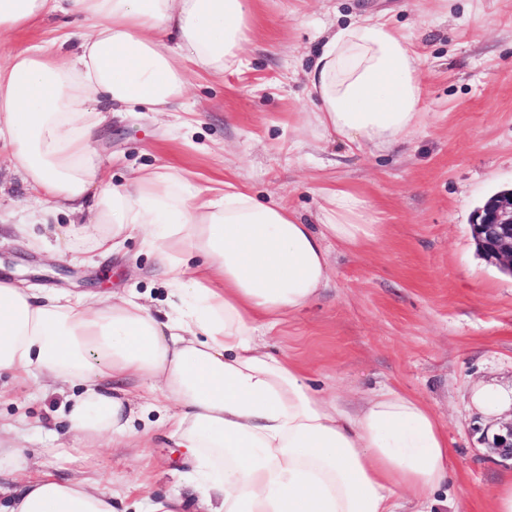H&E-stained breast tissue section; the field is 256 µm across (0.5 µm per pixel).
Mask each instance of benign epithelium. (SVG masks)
Segmentation results:
<instances>
[{"mask_svg":"<svg viewBox=\"0 0 512 512\" xmlns=\"http://www.w3.org/2000/svg\"><path fill=\"white\" fill-rule=\"evenodd\" d=\"M471 229L483 256L512 276V189L491 196L477 209ZM491 448L501 457L512 460V421L501 425Z\"/></svg>","mask_w":512,"mask_h":512,"instance_id":"7a95c632","label":"benign epithelium"}]
</instances>
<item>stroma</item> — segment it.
I'll return each mask as SVG.
<instances>
[{"mask_svg": "<svg viewBox=\"0 0 512 512\" xmlns=\"http://www.w3.org/2000/svg\"><path fill=\"white\" fill-rule=\"evenodd\" d=\"M368 15L413 35L424 119L392 148L353 151L317 128L306 72L335 28ZM83 29L51 17L1 35L0 53ZM239 55L243 66L223 76L191 74L195 108L185 119L113 107L95 139L103 174L120 183L131 169L167 165L204 187L232 183L284 203L309 222L325 191L365 200L373 237L331 245L327 287L281 315L265 343L325 392L356 400L390 385L427 404L448 436L456 512H493L512 461L491 451L495 426L470 398L479 386L512 392V276L483 258L471 223L487 198L512 189V0H252ZM30 195L1 146V274L71 294L96 281L101 297L134 294L167 311L169 290L139 237L114 256L86 251L79 228L90 212L34 226L54 253L17 235ZM71 392L0 376V444L18 447L29 473L87 480L113 492L115 512H149L153 499L186 493L192 466L163 414L146 410L133 437L93 448L60 416ZM51 430L61 455L46 452Z\"/></svg>", "mask_w": 512, "mask_h": 512, "instance_id": "1", "label": "stroma"}]
</instances>
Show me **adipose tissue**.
I'll return each mask as SVG.
<instances>
[{
    "label": "adipose tissue",
    "instance_id": "1",
    "mask_svg": "<svg viewBox=\"0 0 512 512\" xmlns=\"http://www.w3.org/2000/svg\"><path fill=\"white\" fill-rule=\"evenodd\" d=\"M251 0H0V34L57 14L86 22L77 51L31 45L0 55V141L37 190L31 224L89 208L90 246L120 252L138 232L170 291L157 315L138 299L43 293L0 277V373L70 385L62 408L90 441L131 436L133 390L166 412L196 461L208 512H434L451 468L423 402L382 387L350 403L268 352L279 317L329 281V244L370 235L365 202L337 189L317 224L236 188L216 192L168 166L114 185L93 147L104 107L156 112L186 95L196 68L239 63ZM420 56L380 16L338 28L308 74L318 127L353 149L389 148L422 121ZM10 512H114L112 495L51 470L27 477Z\"/></svg>",
    "mask_w": 512,
    "mask_h": 512
}]
</instances>
